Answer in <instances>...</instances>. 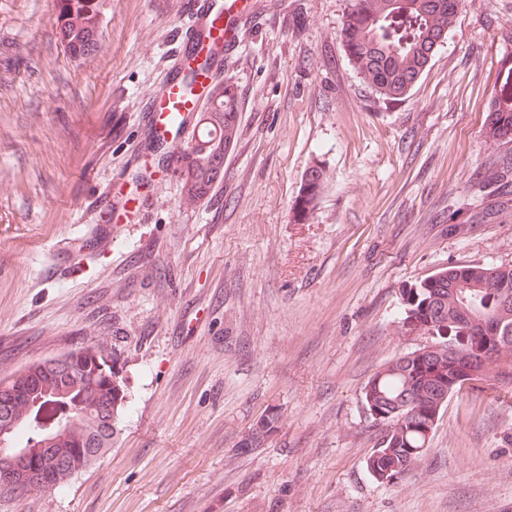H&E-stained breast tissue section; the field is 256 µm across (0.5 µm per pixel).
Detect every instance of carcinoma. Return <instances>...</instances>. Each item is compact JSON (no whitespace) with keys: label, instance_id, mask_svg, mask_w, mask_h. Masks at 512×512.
I'll return each mask as SVG.
<instances>
[{"label":"carcinoma","instance_id":"obj_1","mask_svg":"<svg viewBox=\"0 0 512 512\" xmlns=\"http://www.w3.org/2000/svg\"><path fill=\"white\" fill-rule=\"evenodd\" d=\"M62 40L74 57L97 47L100 18L96 0H59ZM457 14L456 0H351L340 37L350 63L376 93L397 99L407 94L432 59ZM486 137L512 142V58L498 63L485 105ZM222 134L193 151L186 183L204 194L224 173V152L236 133L234 95L224 91V110L209 115ZM322 172L307 174L301 213L312 209ZM485 206L474 215L512 218V162H489L481 177ZM401 328L434 337V342L383 365L365 384L364 405L385 424L381 442L366 459L367 470L381 480L408 470L425 449L448 394L460 391V368L468 359L475 380L512 384V265H456L426 276L401 290ZM483 309L501 327L492 337L475 318ZM455 343L457 353L448 354ZM109 356L81 347L30 365L13 379L0 380V447L24 448L38 460L36 469L0 460V491L21 497L59 487L112 447L124 396ZM50 422L35 429L38 414ZM272 413L260 418L241 447H262L278 428Z\"/></svg>","mask_w":512,"mask_h":512}]
</instances>
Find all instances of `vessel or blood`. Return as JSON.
I'll return each mask as SVG.
<instances>
[{"instance_id": "vessel-or-blood-1", "label": "vessel or blood", "mask_w": 512, "mask_h": 512, "mask_svg": "<svg viewBox=\"0 0 512 512\" xmlns=\"http://www.w3.org/2000/svg\"><path fill=\"white\" fill-rule=\"evenodd\" d=\"M183 6L181 49L171 59L165 81L143 92L140 115L149 134L166 139V167L172 172L180 169L188 154L177 140L180 127L191 128L194 142H201L200 116L216 102L224 85V58L234 51L255 12L254 0H184ZM97 211L111 238L124 235L127 203L122 196L102 200Z\"/></svg>"}]
</instances>
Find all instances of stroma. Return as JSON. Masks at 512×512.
I'll list each match as a JSON object with an SVG mask.
<instances>
[{
	"label": "stroma",
	"instance_id": "obj_1",
	"mask_svg": "<svg viewBox=\"0 0 512 512\" xmlns=\"http://www.w3.org/2000/svg\"><path fill=\"white\" fill-rule=\"evenodd\" d=\"M72 57L54 0H0V380L76 347L115 357L112 447L65 485L0 512H512V387L449 397L416 463L379 482L382 425L362 389L432 342L403 332L399 292L453 265H512V223L463 237L476 180L512 143L485 103L512 55V0H461L403 98L348 61L349 0H259L224 62L239 111L224 179L190 197L140 122L180 46L183 0H99ZM323 173L308 216L309 169ZM146 196L98 249L99 191ZM280 417L262 448L240 447ZM279 417L272 413L260 418L250 429L241 448L254 449L262 447L278 428Z\"/></svg>",
	"mask_w": 512,
	"mask_h": 512
}]
</instances>
